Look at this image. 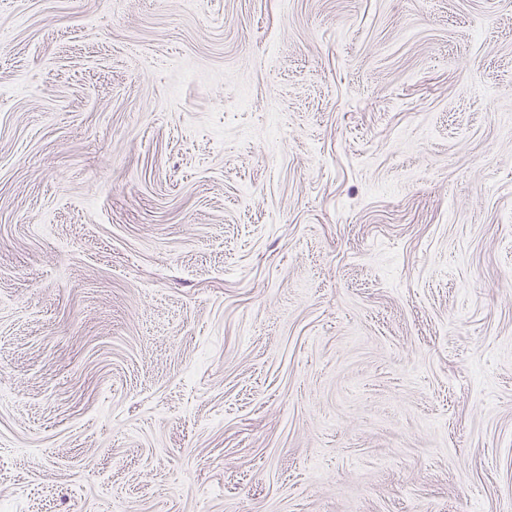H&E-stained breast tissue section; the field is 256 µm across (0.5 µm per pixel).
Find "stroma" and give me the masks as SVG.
Instances as JSON below:
<instances>
[{
    "label": "stroma",
    "instance_id": "35a3bbf8",
    "mask_svg": "<svg viewBox=\"0 0 512 512\" xmlns=\"http://www.w3.org/2000/svg\"><path fill=\"white\" fill-rule=\"evenodd\" d=\"M0 512H512V0H0Z\"/></svg>",
    "mask_w": 512,
    "mask_h": 512
}]
</instances>
